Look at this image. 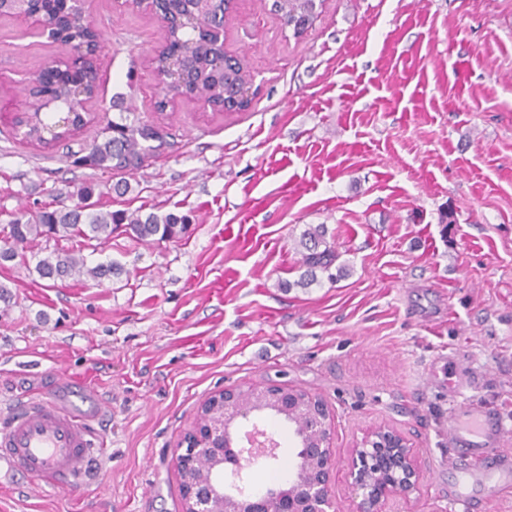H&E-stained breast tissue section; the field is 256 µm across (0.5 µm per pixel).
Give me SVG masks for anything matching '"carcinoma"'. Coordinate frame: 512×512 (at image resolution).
Listing matches in <instances>:
<instances>
[{"label":"carcinoma","instance_id":"obj_1","mask_svg":"<svg viewBox=\"0 0 512 512\" xmlns=\"http://www.w3.org/2000/svg\"><path fill=\"white\" fill-rule=\"evenodd\" d=\"M139 7L156 15L170 17L171 25L166 29L162 54L176 56L181 68L194 75L185 89L170 87L164 98L158 101L159 111L167 106L166 97L201 98L220 104L224 93L240 86L250 78L241 66L230 67L222 75L215 71L213 63L220 55L221 47L209 37L210 30L219 22V16L229 11L227 0H215L208 8L199 10L195 0H150L145 4L132 0ZM319 0H272L271 11L284 24L293 28L296 38L302 37L318 16ZM27 8L41 12L54 27L61 43L70 47L83 59L80 75L84 104L97 92L99 84L94 48L100 43L102 34L86 26L83 15L73 13L61 0H29ZM73 78L58 74L41 87L46 94L61 104L74 103L70 84ZM58 123V115H35L34 124L28 128L29 141L42 144L40 131ZM105 138L88 149L67 154L69 163L77 168H89L108 173H131L143 166L145 159L165 145L163 131L154 125L129 120H109L105 127ZM95 194V185L84 183L71 193L77 198L70 208H42L30 217L20 216L0 230V265L18 256V247L28 246L40 239L79 236L88 241H107L119 229L145 242L172 240L184 233L189 224L185 215L167 213L142 215L138 211H97L89 200ZM303 263L308 269L326 270L336 259L332 247L325 245L323 227L317 225L306 229L299 240ZM35 270L45 279L87 276L94 280L108 278L117 273L115 265L87 266L83 257L50 253L38 258Z\"/></svg>","mask_w":512,"mask_h":512}]
</instances>
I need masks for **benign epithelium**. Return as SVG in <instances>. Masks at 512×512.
Masks as SVG:
<instances>
[{
  "mask_svg": "<svg viewBox=\"0 0 512 512\" xmlns=\"http://www.w3.org/2000/svg\"><path fill=\"white\" fill-rule=\"evenodd\" d=\"M265 412L304 420L288 488L231 496L224 492V468L241 474L253 463L237 453V420ZM333 434L326 402L307 391L269 383L212 393L177 445L183 512H335ZM350 459L356 512H400L396 502L410 501L420 489L423 476L414 449L393 427L373 428L354 446Z\"/></svg>",
  "mask_w": 512,
  "mask_h": 512,
  "instance_id": "7a95c632",
  "label": "benign epithelium"
}]
</instances>
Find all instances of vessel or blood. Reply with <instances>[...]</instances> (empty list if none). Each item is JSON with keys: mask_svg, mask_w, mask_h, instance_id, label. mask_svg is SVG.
I'll use <instances>...</instances> for the list:
<instances>
[{"mask_svg": "<svg viewBox=\"0 0 512 512\" xmlns=\"http://www.w3.org/2000/svg\"><path fill=\"white\" fill-rule=\"evenodd\" d=\"M103 414L101 401L70 380L49 396L26 395L0 408V469L30 478L40 487L72 489L85 485L93 462L106 452L93 425ZM451 454L448 464L460 471L448 491L451 512H469L470 489H484L489 498L512 491V433L496 410L478 401H464L448 414Z\"/></svg>", "mask_w": 512, "mask_h": 512, "instance_id": "1", "label": "vessel or blood"}]
</instances>
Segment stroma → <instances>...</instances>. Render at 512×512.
Wrapping results in <instances>:
<instances>
[{
	"mask_svg": "<svg viewBox=\"0 0 512 512\" xmlns=\"http://www.w3.org/2000/svg\"><path fill=\"white\" fill-rule=\"evenodd\" d=\"M102 36L89 123L48 150L13 130L26 89L64 46L0 18V227L18 209L71 205L98 184L100 210L173 212L180 238L39 240L0 266V401L89 382L108 406L101 481L42 490L0 481V512H182L175 451L200 403L269 382L323 398L334 426L336 512H354L352 446L398 429L424 481L407 512H449L444 424L466 399L512 421V0H323L294 37L270 0H237L224 27L258 93L236 112L161 94L151 63L161 21L130 0H87ZM163 127L168 147L130 175L67 162L121 115ZM324 225L337 259L307 288L297 242ZM118 263L95 282L41 278L38 255ZM275 429L289 475L296 442Z\"/></svg>",
	"mask_w": 512,
	"mask_h": 512,
	"instance_id": "35a3bbf8",
	"label": "stroma"
}]
</instances>
